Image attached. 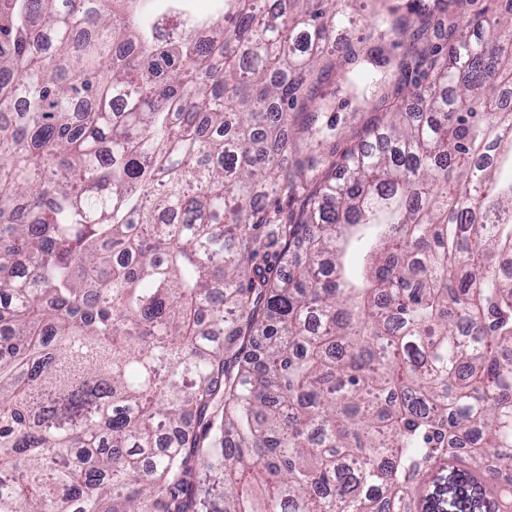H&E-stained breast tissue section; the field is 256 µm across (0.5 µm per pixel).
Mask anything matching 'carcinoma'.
Listing matches in <instances>:
<instances>
[{"mask_svg":"<svg viewBox=\"0 0 512 512\" xmlns=\"http://www.w3.org/2000/svg\"><path fill=\"white\" fill-rule=\"evenodd\" d=\"M188 2L0 0V512H512V12L323 156L344 0Z\"/></svg>","mask_w":512,"mask_h":512,"instance_id":"cac0c4a2","label":"carcinoma"}]
</instances>
